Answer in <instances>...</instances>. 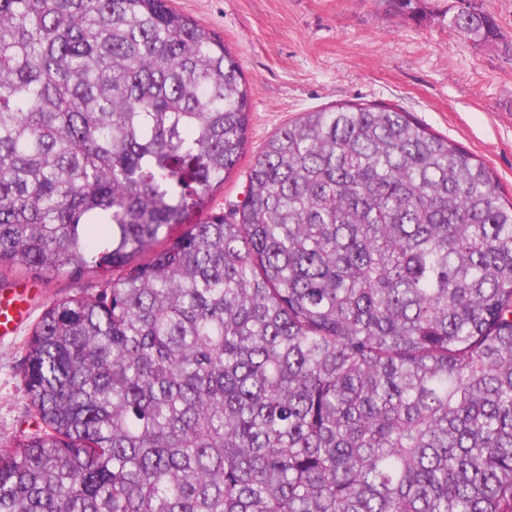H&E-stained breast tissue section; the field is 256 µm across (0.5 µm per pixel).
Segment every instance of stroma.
<instances>
[{"mask_svg": "<svg viewBox=\"0 0 512 512\" xmlns=\"http://www.w3.org/2000/svg\"><path fill=\"white\" fill-rule=\"evenodd\" d=\"M223 39L250 91L245 153L211 206L243 200L247 173L268 139L301 115L341 104L394 106L476 156L512 198V45H476L450 30L462 0H420L418 16L385 0H171ZM29 319L0 341V448L35 432L21 364L34 325L53 301L98 293L94 274L39 279Z\"/></svg>", "mask_w": 512, "mask_h": 512, "instance_id": "stroma-1", "label": "stroma"}]
</instances>
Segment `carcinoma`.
Segmentation results:
<instances>
[{
  "mask_svg": "<svg viewBox=\"0 0 512 512\" xmlns=\"http://www.w3.org/2000/svg\"><path fill=\"white\" fill-rule=\"evenodd\" d=\"M469 7L448 26L506 39ZM249 97L169 0H0V269L113 274L33 328L0 512H512V201L351 104L207 213Z\"/></svg>",
  "mask_w": 512,
  "mask_h": 512,
  "instance_id": "obj_1",
  "label": "carcinoma"
}]
</instances>
